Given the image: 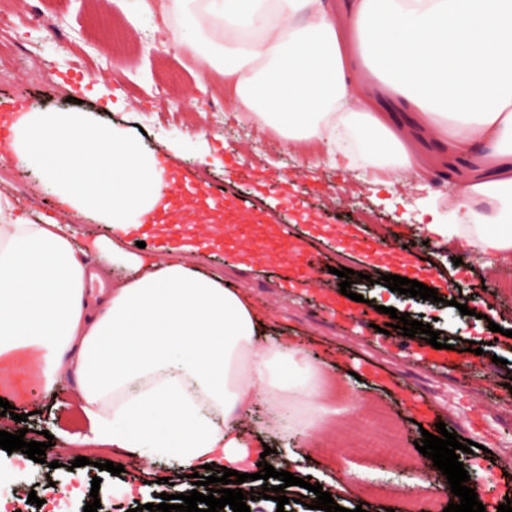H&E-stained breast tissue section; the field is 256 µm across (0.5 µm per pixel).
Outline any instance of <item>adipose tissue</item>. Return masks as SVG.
I'll return each mask as SVG.
<instances>
[{"instance_id": "ef3b65f1", "label": "adipose tissue", "mask_w": 512, "mask_h": 512, "mask_svg": "<svg viewBox=\"0 0 512 512\" xmlns=\"http://www.w3.org/2000/svg\"><path fill=\"white\" fill-rule=\"evenodd\" d=\"M142 2L175 26L177 49L232 84L236 111L303 148L309 167L372 159L383 184L421 166L363 95L376 81L415 103L450 149L484 147L491 178L462 183L448 203L455 223L426 230L512 266V0H346L340 23L323 0ZM12 131L14 165L37 161L62 209L35 216L0 191V367L36 365L48 385L75 374L93 442L154 449L187 474L245 471L276 434L307 447L321 370L272 334L243 288L178 256L74 243L71 216L118 228L153 207L156 157L76 113L22 112ZM90 253L126 271L95 311ZM259 405L265 422L242 431Z\"/></svg>"}]
</instances>
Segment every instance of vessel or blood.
Here are the masks:
<instances>
[{
  "label": "vessel or blood",
  "instance_id": "obj_1",
  "mask_svg": "<svg viewBox=\"0 0 512 512\" xmlns=\"http://www.w3.org/2000/svg\"><path fill=\"white\" fill-rule=\"evenodd\" d=\"M169 185L155 207L139 223L128 225V236L149 237L157 253L171 244L187 252H221L244 267L275 263L283 271L286 288H309L320 270L319 258L307 240L296 236L292 225L272 222L252 202L213 194L206 186L193 184L172 170H164ZM220 214L218 224H185L181 214L187 208Z\"/></svg>",
  "mask_w": 512,
  "mask_h": 512
}]
</instances>
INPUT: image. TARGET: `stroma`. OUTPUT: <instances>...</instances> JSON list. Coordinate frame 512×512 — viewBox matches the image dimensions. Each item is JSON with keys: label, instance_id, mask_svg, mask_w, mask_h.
<instances>
[{"label": "stroma", "instance_id": "1", "mask_svg": "<svg viewBox=\"0 0 512 512\" xmlns=\"http://www.w3.org/2000/svg\"><path fill=\"white\" fill-rule=\"evenodd\" d=\"M128 32L124 50L112 47L109 28ZM164 23L143 12L139 0H30L27 9L13 0H0V113H12L17 103L44 112H78L103 126L137 140L142 149L213 190H228L255 199L271 219L294 224L306 234L307 224L356 225L359 234L384 242L394 232L407 240L414 259L434 277L448 280L438 289V302L409 299L380 284L358 280L353 293L377 306L392 307L422 320L441 332L449 344L481 347V354L462 359L456 371L435 367L418 349H409L376 329L319 309V295L296 294L280 288L278 270L251 271L205 254H188V261L223 270L241 284L255 306L273 325L290 336L310 360L321 366L324 382L320 401L327 421L317 429L304 454L312 482L321 484L348 512H391L396 502L364 494L370 484L406 489L408 483L434 490L431 467L406 470L397 456L383 463L354 452L360 432L370 423V410L386 405L407 441H421L415 408L424 404L447 419L449 432L459 441L476 442L468 455L471 481L492 488V499L512 498V270L496 275L489 260L468 252L455 240L440 246L430 239L426 224L448 220V200L470 172L475 154H455L448 142L419 128L412 108L397 99L380 107L388 127L423 154L435 159L425 190H418L415 171L400 172L391 184L373 181L371 162L342 172L329 167L311 171L296 146L258 121L233 118L231 96L201 91L199 62L160 43ZM8 184L14 198L33 211L51 214L59 197L48 187L37 164L16 168L0 158V184ZM316 247L323 256L324 288L337 289V269L362 271L364 258L340 250L323 238ZM469 314H461L460 305ZM498 331H489V324ZM369 370L354 376L353 359ZM0 398L26 423L0 416V430H25L26 440L49 431L54 444L40 463L15 469L14 458L0 449V498L53 497L55 490L100 478L98 512H132L157 502L170 492L177 465L144 450L126 454L87 443L82 445L88 465L73 467L69 435L88 433L83 401L72 379L45 387L35 369L0 381ZM123 465V474L102 470L105 461Z\"/></svg>", "mask_w": 512, "mask_h": 512}]
</instances>
